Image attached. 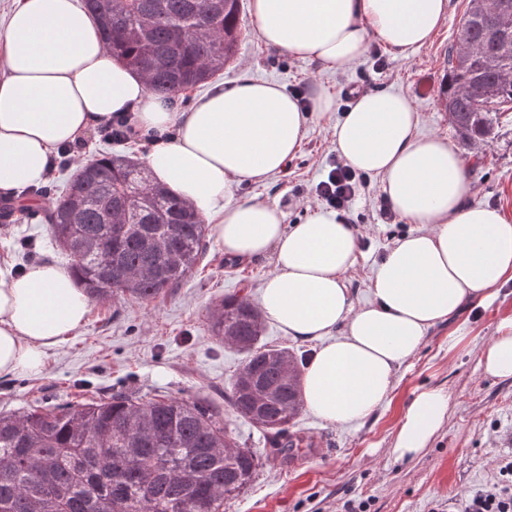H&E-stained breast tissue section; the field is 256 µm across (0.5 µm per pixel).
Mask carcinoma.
<instances>
[{
	"mask_svg": "<svg viewBox=\"0 0 512 512\" xmlns=\"http://www.w3.org/2000/svg\"><path fill=\"white\" fill-rule=\"evenodd\" d=\"M106 49L148 90L177 97L233 63L242 36L240 0H84ZM465 44L474 62L456 64ZM492 19L466 11L448 52L445 109L465 146L494 138L497 112L512 104V51ZM495 85L490 102L467 86ZM44 212L70 271L96 301L171 295L203 258L206 227L189 203L153 182L137 160L102 155ZM211 331L244 355L224 400L269 435L288 459V425L302 408L300 369L286 349L261 344L262 314L226 297ZM258 455L243 448L224 412L205 397L144 399L117 392L97 401L0 415V512H224L253 480Z\"/></svg>",
	"mask_w": 512,
	"mask_h": 512,
	"instance_id": "carcinoma-1",
	"label": "carcinoma"
}]
</instances>
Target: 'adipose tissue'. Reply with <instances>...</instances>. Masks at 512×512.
Returning a JSON list of instances; mask_svg holds the SVG:
<instances>
[{
	"instance_id": "1",
	"label": "adipose tissue",
	"mask_w": 512,
	"mask_h": 512,
	"mask_svg": "<svg viewBox=\"0 0 512 512\" xmlns=\"http://www.w3.org/2000/svg\"><path fill=\"white\" fill-rule=\"evenodd\" d=\"M447 11L448 0H251L267 47L330 69L358 61L373 40L409 57ZM311 103L303 111L281 86L243 79L213 84L180 111L105 50L78 0H13L0 19V193L16 198L40 185L59 147L114 113H135L141 128L163 135L144 155L152 178L211 224L225 254L272 255L262 312L293 339L319 341L301 376L303 406L343 426L388 402L398 368L430 328L512 279V219L469 202L459 151L444 138L418 137L409 97L362 94L334 127L336 153L380 176L393 211L412 229L375 268L372 302L355 305L343 281L358 250L352 225L318 210L290 226L276 204L232 196L239 182L284 171L309 115L335 107L320 86ZM90 309L87 293L56 265L35 264L19 275L0 269V377L41 372L49 351L86 324ZM479 365L512 377V319L499 324ZM447 413L444 390L416 394L392 455L418 456Z\"/></svg>"
}]
</instances>
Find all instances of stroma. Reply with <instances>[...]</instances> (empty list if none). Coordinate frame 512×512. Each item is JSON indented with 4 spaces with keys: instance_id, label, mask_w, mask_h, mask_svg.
Instances as JSON below:
<instances>
[{
    "instance_id": "stroma-1",
    "label": "stroma",
    "mask_w": 512,
    "mask_h": 512,
    "mask_svg": "<svg viewBox=\"0 0 512 512\" xmlns=\"http://www.w3.org/2000/svg\"><path fill=\"white\" fill-rule=\"evenodd\" d=\"M469 0H448V14L431 42L411 57L385 53L386 66L374 71L371 56L341 68L266 47L250 11L241 14L244 36L235 63L225 69V85L244 79L278 83L285 90L315 83L336 96V111L309 120L301 151L287 172L265 182L235 187L238 200L280 204L287 223L302 222L317 208L308 200L312 180L335 148L330 127L345 106L348 84L360 91L385 89L406 94L418 116L416 133L459 139L444 107L448 50ZM473 201L499 208L512 218V110L501 112L492 142L461 147ZM380 177L353 209L363 236L345 284L358 304L371 302V277L410 224L383 223ZM67 267L47 225L18 213L0 223V266L21 269L33 262ZM273 268L272 256L237 259L209 242L203 261L172 295L149 303L131 297L93 302L85 326L51 351L43 373L0 378V412L99 399L117 391L145 398L200 395L220 400L242 356L224 346L210 329V313L224 296L257 302ZM512 318V280L500 284L491 302L469 306L431 328L414 357L397 372L389 402L361 422L333 426L301 411L291 429L315 439L301 465L267 455V437L248 421L226 413L239 442L262 456L253 482L226 506V512H463L474 494L500 483V469L512 462V378L483 373L480 353L499 323ZM458 337L449 346V337ZM440 388L449 396L448 418L428 448L413 459H397L390 448L412 398Z\"/></svg>"
}]
</instances>
